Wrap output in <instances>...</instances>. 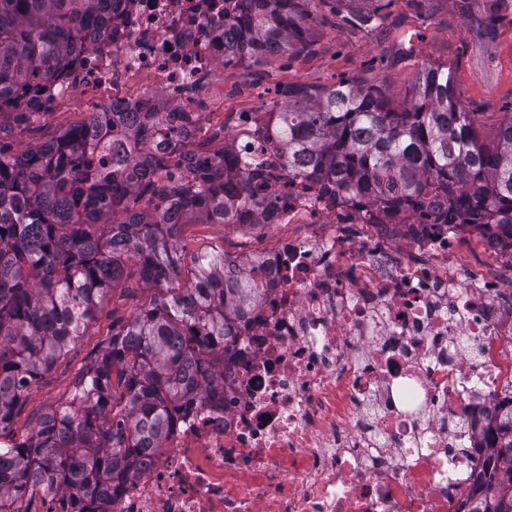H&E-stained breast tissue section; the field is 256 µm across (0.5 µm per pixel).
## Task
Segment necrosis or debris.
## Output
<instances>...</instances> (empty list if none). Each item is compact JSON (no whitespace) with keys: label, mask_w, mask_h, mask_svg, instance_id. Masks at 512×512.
Here are the masks:
<instances>
[{"label":"necrosis or debris","mask_w":512,"mask_h":512,"mask_svg":"<svg viewBox=\"0 0 512 512\" xmlns=\"http://www.w3.org/2000/svg\"><path fill=\"white\" fill-rule=\"evenodd\" d=\"M239 0H116L113 20L38 109L80 96L88 112L143 102L202 109L192 92L224 69ZM249 113L235 151L263 152L267 224H309L262 254L260 303L236 327L224 385L171 404L161 447L93 512H472L493 435L468 420L512 408V302L449 259L456 224L380 211L364 240L334 227L359 202L289 176ZM403 242L413 257L394 261Z\"/></svg>","instance_id":"necrosis-or-debris-1"}]
</instances>
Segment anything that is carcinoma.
Instances as JSON below:
<instances>
[{"instance_id":"obj_1","label":"carcinoma","mask_w":512,"mask_h":512,"mask_svg":"<svg viewBox=\"0 0 512 512\" xmlns=\"http://www.w3.org/2000/svg\"><path fill=\"white\" fill-rule=\"evenodd\" d=\"M114 0H0V430L95 320L107 292L136 264L140 279L164 290L125 324L77 387L79 411L54 409L28 439L0 447V499L32 512L30 481L45 476L68 500L61 512H85L74 495L118 489L150 448L161 447L168 404L224 383V369L200 356L226 347L235 323L261 292L256 259L224 275V254L196 259L179 290L180 238L188 224H224L236 202L264 197L271 178L257 154L238 184L224 167L238 163L234 137L210 147L180 148L192 184L160 186L168 167L166 124L175 112H92L56 139L17 153L9 136L30 125L27 86L51 82L74 52L106 25ZM224 22V64L252 56L299 53L307 45L301 0H241ZM489 24L512 15V0H483ZM267 135L288 156V169L351 191L365 213L381 204L439 219L450 205L464 220L501 226L512 237V116L496 142H482L457 100L453 72L424 70L400 106L378 91L341 81L263 105ZM490 449L498 475L494 504L512 512V410L501 415Z\"/></svg>"}]
</instances>
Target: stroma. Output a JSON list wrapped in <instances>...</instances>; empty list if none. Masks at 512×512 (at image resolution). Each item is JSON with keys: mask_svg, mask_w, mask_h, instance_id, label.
<instances>
[{"mask_svg": "<svg viewBox=\"0 0 512 512\" xmlns=\"http://www.w3.org/2000/svg\"><path fill=\"white\" fill-rule=\"evenodd\" d=\"M303 8L307 49L225 67L223 83L210 92L211 100H223L224 109L204 115L210 131L234 133L240 113L287 99L289 88L314 90L342 79L376 86L386 101L397 105L428 66L453 71L456 96L482 140L493 141L501 123L512 116V22L493 28L480 23L482 9L473 0H390L381 19L364 25L345 0H305ZM85 118L82 112L49 113L39 123L15 129L13 142L20 150L33 149ZM311 231L308 224H284L249 235L220 224L186 225L181 278L192 277L193 258L200 253L216 250L242 259L262 252L276 237H305ZM453 255L465 269L512 291V260L493 253L480 235L457 237ZM155 293L131 273L115 284L84 336L29 388L21 412L0 432V441H24L42 415L70 400L86 367L106 348L113 326L126 323Z\"/></svg>", "mask_w": 512, "mask_h": 512, "instance_id": "35a3bbf8", "label": "stroma"}]
</instances>
